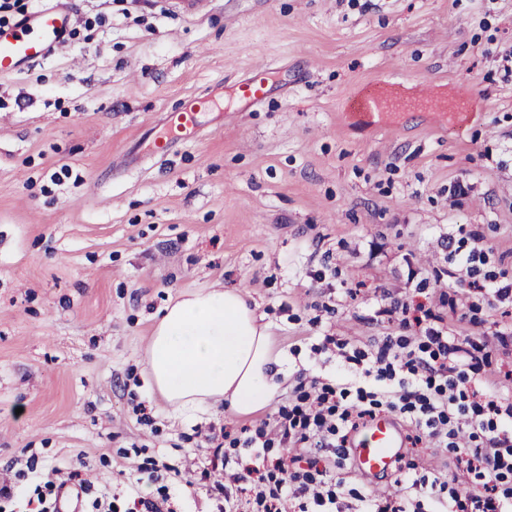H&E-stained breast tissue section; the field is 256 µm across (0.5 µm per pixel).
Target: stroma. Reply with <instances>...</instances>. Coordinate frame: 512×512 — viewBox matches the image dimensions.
<instances>
[{
	"label": "stroma",
	"instance_id": "obj_1",
	"mask_svg": "<svg viewBox=\"0 0 512 512\" xmlns=\"http://www.w3.org/2000/svg\"><path fill=\"white\" fill-rule=\"evenodd\" d=\"M73 34L0 76V484L78 469L95 491L157 495L138 465L180 470L172 512H219L187 478L210 431L255 426L299 371L349 378L333 336L372 352L401 335L380 310L429 294L452 336H485L512 399V317L471 279L512 282V0H68ZM271 92L243 107L257 67ZM203 95L196 139L154 152ZM430 96L385 120L361 99ZM479 249L460 271L447 240ZM325 271L317 279V271ZM244 290L288 359L248 417L176 416L141 372L155 317L203 288ZM144 404L151 424L135 411ZM358 497L393 489L353 469Z\"/></svg>",
	"mask_w": 512,
	"mask_h": 512
}]
</instances>
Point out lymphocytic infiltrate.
Returning a JSON list of instances; mask_svg holds the SVG:
<instances>
[{
	"mask_svg": "<svg viewBox=\"0 0 512 512\" xmlns=\"http://www.w3.org/2000/svg\"><path fill=\"white\" fill-rule=\"evenodd\" d=\"M389 311L401 314L402 326L424 325L423 342L386 338L363 368L362 386L300 378L274 426L224 433L228 447L214 449L213 457L225 462L231 451H239L242 483L240 496L225 494L224 512H285L290 499L296 512H333L345 492L334 471L348 460L349 435L384 410L405 420L408 443L425 439L447 449L467 480L424 474L413 481L421 498L398 489L366 498L364 512H424L425 497L435 503V512H512V402L481 381L490 358L486 344L449 335L439 314L424 305L397 300ZM286 444L292 455L276 454V447ZM33 495L34 512H59L69 498L91 512H164L159 500L136 497L121 508L107 496H93L91 484L75 470H53Z\"/></svg>",
	"mask_w": 512,
	"mask_h": 512,
	"instance_id": "1",
	"label": "lymphocytic infiltrate"
}]
</instances>
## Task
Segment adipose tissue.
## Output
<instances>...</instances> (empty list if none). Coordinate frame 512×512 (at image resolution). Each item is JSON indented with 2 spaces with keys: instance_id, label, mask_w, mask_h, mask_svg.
Instances as JSON below:
<instances>
[{
  "instance_id": "obj_1",
  "label": "adipose tissue",
  "mask_w": 512,
  "mask_h": 512,
  "mask_svg": "<svg viewBox=\"0 0 512 512\" xmlns=\"http://www.w3.org/2000/svg\"><path fill=\"white\" fill-rule=\"evenodd\" d=\"M153 388L176 414L223 404L247 417L278 395L286 359L234 288L202 289L170 302L142 360Z\"/></svg>"
}]
</instances>
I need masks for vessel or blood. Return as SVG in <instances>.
Returning <instances> with one entry per match:
<instances>
[{"mask_svg": "<svg viewBox=\"0 0 512 512\" xmlns=\"http://www.w3.org/2000/svg\"><path fill=\"white\" fill-rule=\"evenodd\" d=\"M72 24V13L65 4L33 12L19 26L0 29V74H11L45 59L60 43ZM269 94V71L256 69L238 88L239 97L250 104ZM209 104L195 98L167 116L168 137L156 141L160 154L170 150L171 139L193 137L198 130L197 114ZM404 435L400 423L382 414L375 417L353 438L349 452L359 473L365 476L392 473L403 454Z\"/></svg>", "mask_w": 512, "mask_h": 512, "instance_id": "b4317fda", "label": "vessel or blood"}]
</instances>
